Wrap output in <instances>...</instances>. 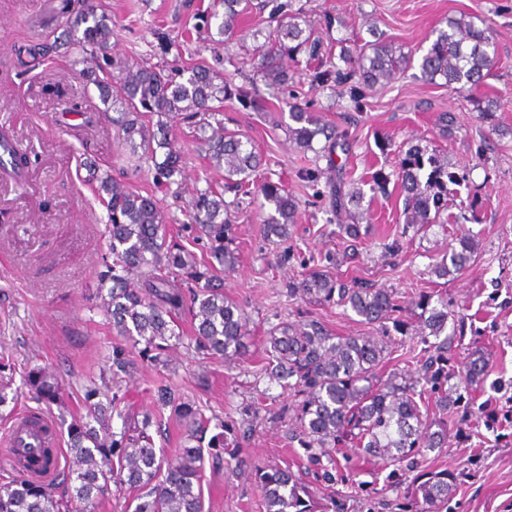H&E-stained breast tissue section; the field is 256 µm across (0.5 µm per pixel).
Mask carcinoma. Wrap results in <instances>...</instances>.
<instances>
[{
    "label": "carcinoma",
    "instance_id": "carcinoma-1",
    "mask_svg": "<svg viewBox=\"0 0 512 512\" xmlns=\"http://www.w3.org/2000/svg\"><path fill=\"white\" fill-rule=\"evenodd\" d=\"M223 12L216 10L200 16L195 31L206 34L216 45L232 38L242 16L264 4L254 0H219ZM57 13L64 18L62 35L15 50L17 63L33 69L61 47L81 55L74 64L83 68L78 75L95 86L103 105V114L113 112L110 122L118 139L130 148V154L153 162L156 183H176L183 172V153L173 145L172 122L183 114L221 112L224 103L236 100L244 107L267 111L268 103L242 86L224 78L207 66L157 65L146 60L122 59L109 53L112 40V15L98 0H60ZM301 13L279 20L269 33V49L260 55L257 75L270 88L288 82V72L279 65L286 56L300 63L319 58L320 44L312 39L309 24H300ZM497 62L492 36L466 16L448 20L447 27L436 30V38L421 56V76L430 83L443 80L450 91L465 86L478 87ZM356 67L336 68L339 85L351 79L367 87H386L410 64L411 59L392 43L377 42L361 53ZM472 111L481 121L494 124L498 104L486 98L470 100ZM157 118L154 123L145 118ZM286 133L289 142L302 152L315 151L314 144L324 139V151L332 158L336 151H349L346 136L322 122L308 107L294 102L288 105ZM209 124L200 126L198 144L211 166L224 170V187L206 183L195 190L188 217L207 238V256L201 258L169 241L166 217L159 200L102 176L88 166V176L99 183L98 193L106 205L109 257L99 271L101 309L124 343L112 347V366L100 377L101 385L86 389L84 414L65 419V384L42 367H33L24 375V384L38 402L59 408L58 416L45 422V431L66 428L68 436L67 487L55 494L51 485L19 475L0 483V512H69V504L80 502L94 508L107 495L110 486L118 490L150 487L147 500L134 512H202L198 486L201 451L185 448L180 457L169 462L157 455L151 433L161 417L146 413L142 420L129 422L119 409L122 397L114 388L122 376L130 374L137 358L156 364L165 363L172 339L180 338L179 317H191L197 352L206 359L231 360L241 354L243 338L248 335L249 316L234 299L224 295L220 272L234 268L237 257L232 222L235 200L224 192H239L253 186V195L265 213L264 237L286 241L297 223L298 201L279 181L254 175L261 158L252 143L225 129L207 133ZM0 146L10 156L9 166L0 172L16 181L25 172L23 154L8 132H0ZM328 187L335 209L344 211L348 223L338 225V233L351 245L361 241L369 229L362 228L360 206L365 191L387 193L389 184L399 187L404 196L402 215L406 227L418 233L437 223L447 209L449 186L461 184L451 170L447 153L436 147L410 146L399 161L398 170L380 168L370 178L344 181L342 167L329 162ZM479 249L473 235L458 239V247L435 265L433 273L447 278L467 267ZM316 264L299 279L288 281L290 297L311 299L324 305L352 311L367 324L392 323L403 336L410 323L402 318L391 289L349 284L333 275L330 265ZM419 310L420 333L439 337L448 327L446 304H433V296L422 293L414 298ZM270 381L302 396L295 409L306 446L317 449L314 459L333 461L336 442L346 434L357 439L362 450L392 462L422 457L425 452L443 446L441 432L426 431L418 402L417 386L444 377V369L430 359L420 369L396 379H374L376 368L387 355L386 345L370 336H333L318 321L281 322L270 328L264 347ZM484 373L479 360H471L459 373L467 385L477 383ZM112 391L108 404L99 400L104 391ZM174 413L186 436L195 437L210 425L201 406L174 399ZM122 420L116 431L112 415ZM255 477L261 486L266 512H313L309 492L287 468L258 469ZM451 475L441 471L418 486L425 503L438 507L448 500Z\"/></svg>",
    "mask_w": 512,
    "mask_h": 512
}]
</instances>
